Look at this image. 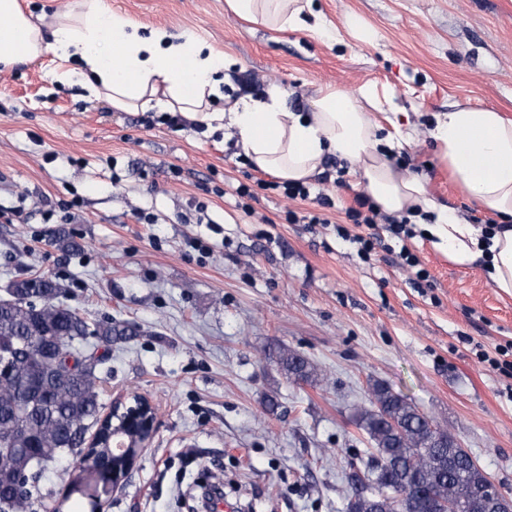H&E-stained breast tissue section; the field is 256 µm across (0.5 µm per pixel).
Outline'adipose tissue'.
Returning a JSON list of instances; mask_svg holds the SVG:
<instances>
[{
  "instance_id": "1",
  "label": "adipose tissue",
  "mask_w": 512,
  "mask_h": 512,
  "mask_svg": "<svg viewBox=\"0 0 512 512\" xmlns=\"http://www.w3.org/2000/svg\"><path fill=\"white\" fill-rule=\"evenodd\" d=\"M242 20L276 31L321 29L312 0H226ZM51 52L79 76L88 99L124 112L181 113L223 122L252 167L284 182H306L332 155L356 165L368 197L383 213L408 217L450 262L486 263L498 291L512 296V117L492 109L457 106L437 116L430 136L439 162L460 189L496 224L486 230L439 203L426 180L403 172L395 157L413 143L396 113L376 120L366 103L374 93L320 92L310 111L293 112L279 89L267 97L226 99L231 66L208 42L166 29L141 32L103 0H71L50 30L19 0H0V63L35 61Z\"/></svg>"
}]
</instances>
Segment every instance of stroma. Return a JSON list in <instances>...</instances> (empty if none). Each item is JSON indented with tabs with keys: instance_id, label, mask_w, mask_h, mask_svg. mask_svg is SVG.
<instances>
[{
	"instance_id": "35a3bbf8",
	"label": "stroma",
	"mask_w": 512,
	"mask_h": 512,
	"mask_svg": "<svg viewBox=\"0 0 512 512\" xmlns=\"http://www.w3.org/2000/svg\"><path fill=\"white\" fill-rule=\"evenodd\" d=\"M142 29L188 32L233 61L230 95L279 87L292 111L321 89L369 86L394 99L414 144L398 161L439 203L486 223L428 137L454 106L512 114V0H313L327 29L277 32L224 0H105ZM44 54L0 68V291L46 274L89 321L134 328L99 376L106 399L139 393L159 427L104 512H189L200 482H220L245 512H344L350 462L371 445L355 424L380 381L448 430L512 495V376L481 352L512 345V297L481 265L459 267L413 244L434 279L414 288L392 253L363 261L340 238L358 175L326 158L311 184L334 202L329 224H291L313 201L259 191L253 213L233 192L252 167L222 126L117 112L62 87ZM78 244L50 245L57 229ZM285 347L321 386L288 380ZM64 461L45 472L46 508L89 512Z\"/></svg>"
}]
</instances>
